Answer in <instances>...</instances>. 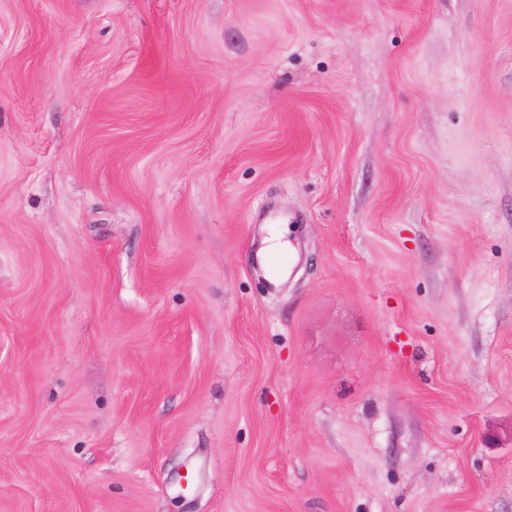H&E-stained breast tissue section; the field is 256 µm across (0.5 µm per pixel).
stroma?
Masks as SVG:
<instances>
[{"label": "stroma", "mask_w": 512, "mask_h": 512, "mask_svg": "<svg viewBox=\"0 0 512 512\" xmlns=\"http://www.w3.org/2000/svg\"><path fill=\"white\" fill-rule=\"evenodd\" d=\"M0 512H512V0H0ZM287 232L285 224H273L268 227V234L264 239V249L268 252V256L289 251V243L284 240Z\"/></svg>", "instance_id": "stroma-1"}]
</instances>
